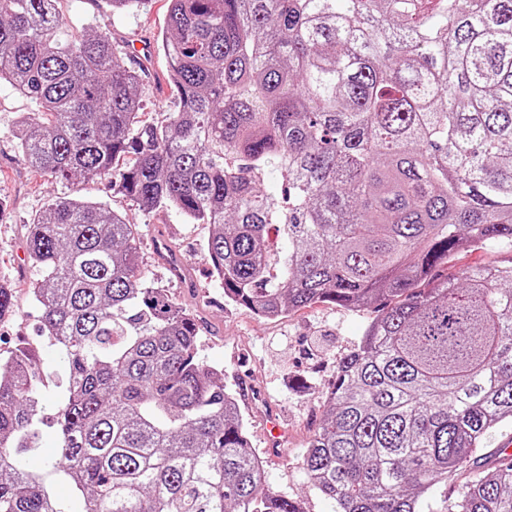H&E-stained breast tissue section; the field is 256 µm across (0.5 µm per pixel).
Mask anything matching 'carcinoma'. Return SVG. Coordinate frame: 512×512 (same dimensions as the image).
Segmentation results:
<instances>
[{"label":"carcinoma","mask_w":512,"mask_h":512,"mask_svg":"<svg viewBox=\"0 0 512 512\" xmlns=\"http://www.w3.org/2000/svg\"><path fill=\"white\" fill-rule=\"evenodd\" d=\"M58 2L0 0V82L39 105L16 123L33 172L209 225L225 299L259 317L391 301L304 454L333 512H512L492 445L512 422V260L439 274L466 243L512 252V0H167L161 120L106 27L60 38ZM137 254L127 215L83 197L28 222L62 394L38 391L29 344L0 362V512H303L265 487L224 369ZM42 425L57 456L33 469Z\"/></svg>","instance_id":"1"}]
</instances>
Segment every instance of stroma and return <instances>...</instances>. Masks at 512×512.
<instances>
[{
    "label": "stroma",
    "mask_w": 512,
    "mask_h": 512,
    "mask_svg": "<svg viewBox=\"0 0 512 512\" xmlns=\"http://www.w3.org/2000/svg\"><path fill=\"white\" fill-rule=\"evenodd\" d=\"M58 8L74 32L107 24L114 39L124 44L125 64L141 72L140 89L150 111H169L172 90L165 57L155 49L138 56L132 48L133 42L155 38L166 28L165 0H153L147 10L134 14L113 13L108 0H60ZM36 108L34 101L0 84V200L8 205L0 216V283L13 287L15 300L13 315L0 323V353L18 341L36 348L43 362L42 386L55 390L61 378L58 356L38 334L42 309L27 290L39 271L28 259L26 222L52 197L77 194L105 202L136 226L142 281L166 289L201 324L198 356L222 367L225 385L236 392L267 485L302 499L306 512H332L329 501L311 487L302 457L323 421L337 363L359 343L382 302L360 311L316 303L277 319L259 318L229 304L202 251L208 225L189 223L173 210H139L128 198L113 194L106 179L61 181L24 165L15 121ZM273 416L283 421L286 433L271 446L264 431Z\"/></svg>",
    "instance_id": "obj_1"
}]
</instances>
